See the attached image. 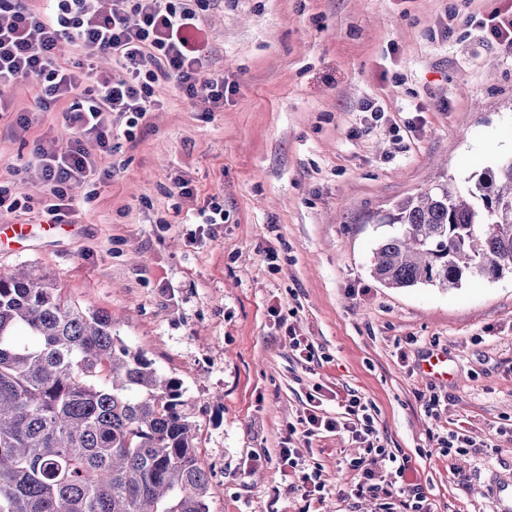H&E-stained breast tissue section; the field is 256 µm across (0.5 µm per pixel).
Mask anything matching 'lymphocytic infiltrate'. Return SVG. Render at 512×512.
Returning <instances> with one entry per match:
<instances>
[{"mask_svg":"<svg viewBox=\"0 0 512 512\" xmlns=\"http://www.w3.org/2000/svg\"><path fill=\"white\" fill-rule=\"evenodd\" d=\"M201 0H47L45 10L23 0H0V90L28 82L38 89L35 105L51 109L68 101L63 113L74 136L66 145L38 142L37 174L47 188L44 211L51 223L65 215L68 189L98 173L97 157L110 153L115 136L133 139V129L156 103L159 81L174 82L191 100L224 104V76L204 74L208 42L199 23ZM86 59L109 56L116 66L100 73L84 62L61 65L64 50ZM344 416L325 415L319 394H309L303 437L347 432L366 453L347 462L356 473V492L385 502L386 512H431L421 483L408 480L409 458L380 443L369 407L361 397L340 399Z\"/></svg>","mask_w":512,"mask_h":512,"instance_id":"obj_1","label":"lymphocytic infiltrate"}]
</instances>
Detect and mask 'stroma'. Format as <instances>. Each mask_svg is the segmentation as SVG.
<instances>
[{"label": "stroma", "mask_w": 512, "mask_h": 512, "mask_svg": "<svg viewBox=\"0 0 512 512\" xmlns=\"http://www.w3.org/2000/svg\"><path fill=\"white\" fill-rule=\"evenodd\" d=\"M504 5L216 0L200 25L204 68L228 86L223 107L205 111L162 83L134 140L99 158L109 177L72 185L75 210L51 234L33 149L71 134L58 109L33 111L36 88L1 99L0 182L20 206L0 210V225L28 235L0 240V272L37 269L82 308L107 311L129 347L180 381L210 512H380L345 467L361 453L348 434L289 440L316 389L332 417L346 394L369 404L435 512H494L512 485V276L442 290L390 289L370 274L393 204L512 158V46L480 27ZM178 177L194 198L177 193ZM212 196L223 223H176ZM432 349L447 352L448 380L420 375ZM434 395L448 400L436 415ZM459 425L493 456H441L439 437ZM287 441L320 471L324 501L283 475Z\"/></svg>", "instance_id": "35a3bbf8"}]
</instances>
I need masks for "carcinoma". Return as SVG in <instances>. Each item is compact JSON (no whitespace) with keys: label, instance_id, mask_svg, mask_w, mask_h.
Segmentation results:
<instances>
[{"label":"carcinoma","instance_id":"carcinoma-1","mask_svg":"<svg viewBox=\"0 0 512 512\" xmlns=\"http://www.w3.org/2000/svg\"><path fill=\"white\" fill-rule=\"evenodd\" d=\"M371 273L387 288L512 274V158L398 201ZM179 382L34 271L0 273V512H209Z\"/></svg>","mask_w":512,"mask_h":512}]
</instances>
